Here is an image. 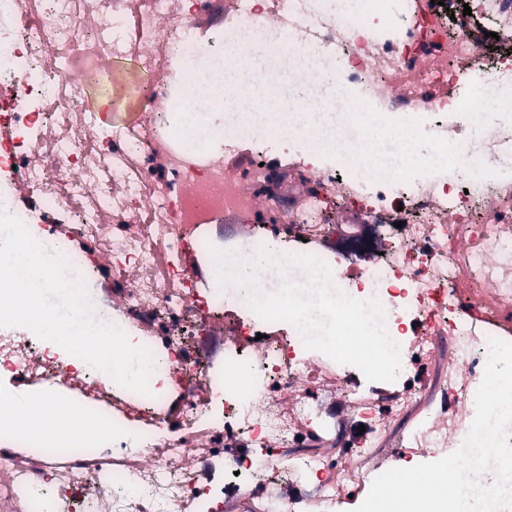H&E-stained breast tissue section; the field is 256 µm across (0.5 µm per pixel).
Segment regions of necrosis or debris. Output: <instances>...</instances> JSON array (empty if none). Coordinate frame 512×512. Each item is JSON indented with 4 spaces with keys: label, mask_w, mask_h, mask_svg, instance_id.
Listing matches in <instances>:
<instances>
[{
    "label": "necrosis or debris",
    "mask_w": 512,
    "mask_h": 512,
    "mask_svg": "<svg viewBox=\"0 0 512 512\" xmlns=\"http://www.w3.org/2000/svg\"><path fill=\"white\" fill-rule=\"evenodd\" d=\"M477 18L499 52L472 40ZM250 42L272 58L312 48L335 86L324 111L418 120L465 157H512V0H364L354 14L331 0H0V203L102 282L113 324L160 361L144 396L0 328L12 384L0 406L54 386L83 420L63 432L0 424V512H212L224 498L335 512L378 476L387 419L420 403L442 337L456 365L408 443L434 462L449 432L467 437L474 415L454 399L475 396L486 343L512 329V170L375 180L276 116L219 128L223 154L190 147L181 114ZM103 93L133 121L100 124L90 102ZM223 222L244 225L247 253L317 256L348 295L381 302L405 348L394 400L244 295L199 287L190 261L210 260L209 227ZM367 228L364 266L342 270L336 237ZM220 326L218 365L200 338ZM340 405L371 417L341 465L321 450ZM279 476L307 494L283 498Z\"/></svg>",
    "instance_id": "necrosis-or-debris-1"
}]
</instances>
